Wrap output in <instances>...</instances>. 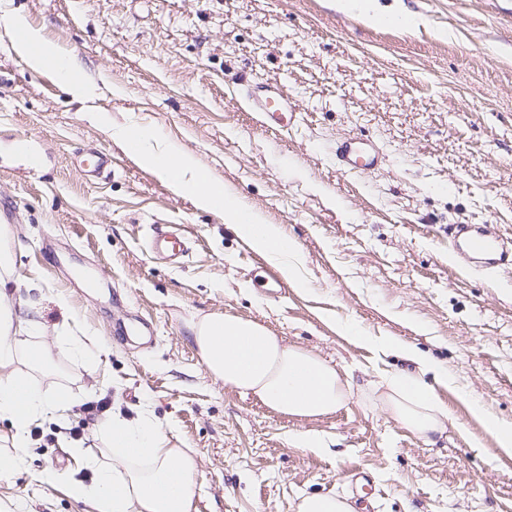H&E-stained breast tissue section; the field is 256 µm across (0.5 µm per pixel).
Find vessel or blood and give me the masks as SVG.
<instances>
[{"label": "vessel or blood", "mask_w": 512, "mask_h": 512, "mask_svg": "<svg viewBox=\"0 0 512 512\" xmlns=\"http://www.w3.org/2000/svg\"><path fill=\"white\" fill-rule=\"evenodd\" d=\"M244 101L257 112L263 123L287 122L292 106L275 86L259 83L248 88ZM333 159L344 174L378 170L385 161L380 147L372 140L357 136L337 140ZM448 243L457 266L464 271L491 272L501 267L512 268V238L492 233L485 224H452L448 227ZM150 254L183 257L189 252L186 237L176 228H156L149 244Z\"/></svg>", "instance_id": "vessel-or-blood-1"}]
</instances>
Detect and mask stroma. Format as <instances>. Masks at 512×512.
<instances>
[{
  "label": "stroma",
  "instance_id": "stroma-1",
  "mask_svg": "<svg viewBox=\"0 0 512 512\" xmlns=\"http://www.w3.org/2000/svg\"><path fill=\"white\" fill-rule=\"evenodd\" d=\"M378 3L419 27H375L336 0H0L93 89L74 99L0 35L6 291L45 328L35 381L78 401L68 428L32 425L21 467L0 480V512H92L69 487L93 478L82 451L102 400L148 409L172 447L194 452L198 512H294L306 493L348 495L354 469L371 474V512H512V456L467 401L512 421V270L461 274L447 233L487 224L512 237V0ZM251 81L277 85L300 119L260 124L237 95ZM111 123L155 131L279 225L305 257L308 292L263 288L253 271L264 256L131 157ZM347 135L381 145L383 169L340 174L331 147ZM19 136L40 167L13 151ZM91 146L111 158L109 176L77 165ZM158 220L187 231L183 264L149 259ZM214 312L335 363L343 406L289 418L213 380L186 324ZM343 322L445 361L458 385L438 396L458 429L430 443L376 408L366 387L384 365L341 335ZM72 338L92 339L98 361L75 359ZM305 430L327 448L292 446ZM47 470L57 484L41 483Z\"/></svg>",
  "mask_w": 512,
  "mask_h": 512
}]
</instances>
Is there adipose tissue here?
Masks as SVG:
<instances>
[{
  "instance_id": "obj_1",
  "label": "adipose tissue",
  "mask_w": 512,
  "mask_h": 512,
  "mask_svg": "<svg viewBox=\"0 0 512 512\" xmlns=\"http://www.w3.org/2000/svg\"><path fill=\"white\" fill-rule=\"evenodd\" d=\"M0 30L32 69L54 63L69 93L84 94V85L74 79L76 62L52 46L23 15L0 16ZM112 135L174 192L191 194L199 208L221 213L225 223L273 262L287 282L300 284L299 270L304 264L300 250L278 225L267 223L223 184L211 180L192 156L139 128L121 126ZM5 284L0 277V420L8 421L13 432L11 451L0 453V479L9 478L21 466L19 450L27 445L30 426L46 418L65 422L73 405L67 392H44L32 379V371L46 363L45 350L31 343L41 327L35 318L13 310ZM187 329L210 376L279 414L322 417L335 413L347 397V384L335 365L285 343L258 321L211 313L190 320ZM342 332L362 340L377 358L399 354L412 362V369L381 375L377 399L390 417L425 439L452 426V418L435 393L436 386L456 384L447 366L395 339L362 336L352 323L345 324ZM95 433L102 445L100 456L89 459L96 478L88 485L72 483L76 499L90 503L95 512H197L193 490L197 460L185 449L171 446L169 435L148 410L133 418L113 412L96 424Z\"/></svg>"
}]
</instances>
